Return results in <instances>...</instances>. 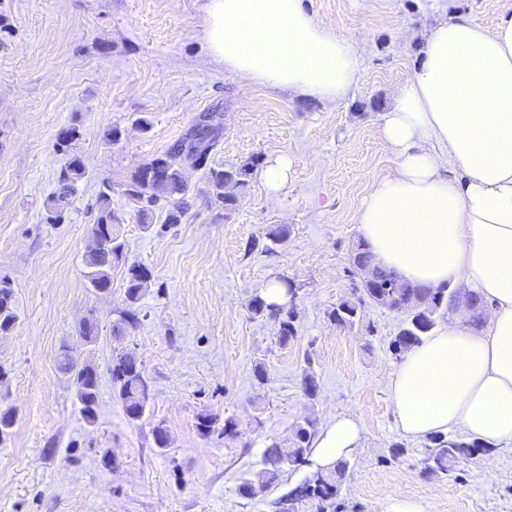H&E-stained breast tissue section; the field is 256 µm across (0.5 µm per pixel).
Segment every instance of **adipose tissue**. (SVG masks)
Segmentation results:
<instances>
[{"label":"adipose tissue","mask_w":512,"mask_h":512,"mask_svg":"<svg viewBox=\"0 0 512 512\" xmlns=\"http://www.w3.org/2000/svg\"><path fill=\"white\" fill-rule=\"evenodd\" d=\"M206 40L239 78L321 100L344 96L360 67L302 0H212ZM382 137L394 165L357 217L376 262L424 286L464 277L491 306L486 331L447 324L405 354L388 383L397 427L512 445V17L441 22ZM361 437L355 418L332 419L312 442L313 468L331 470Z\"/></svg>","instance_id":"obj_1"}]
</instances>
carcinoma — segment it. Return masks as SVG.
Listing matches in <instances>:
<instances>
[{"label":"carcinoma","instance_id":"obj_1","mask_svg":"<svg viewBox=\"0 0 512 512\" xmlns=\"http://www.w3.org/2000/svg\"><path fill=\"white\" fill-rule=\"evenodd\" d=\"M196 133L191 129L181 141L173 145L163 154L145 162L131 173L125 183V194L129 197L154 206L164 200L173 205L167 216V223L176 224L180 221L185 209V197L189 191L187 181L183 176L179 157L185 144ZM255 162L249 161L229 167L212 166L208 172V191L211 197L225 205H231L235 199L224 193V185L228 178H235V184L244 188L248 185ZM86 171L77 157L73 158L65 169L61 170L58 178L57 196L52 199L47 221L59 223L63 219L62 211L56 203L63 201L76 191L77 183L85 177ZM112 186L103 185L96 201V216L92 225V233L97 235L100 248L90 252L85 257L86 278L91 288L112 287V271L123 263V244L115 241L111 235L104 232V227L117 223L111 208ZM288 237V228L282 224L270 226L265 234V242L256 239L248 243V251L261 249L267 253L273 251V246L280 245ZM382 282L392 281L402 287L405 294L429 293L436 305L417 315L406 316L403 327L392 342L396 352H408L419 345L439 324L448 312L449 284L439 287H423L409 281L399 279L392 271L382 269ZM125 308L120 310V320L123 324L133 326L138 323L137 304L141 300L151 272L145 266L131 265L124 268ZM383 305L390 310L398 308L399 300L391 297V291L385 288H366L356 292L352 297L342 299L328 311L329 319L335 324L352 328L361 317L362 307L366 303ZM249 310L256 317L275 319L279 323L278 342L286 345L296 337V316L292 311L270 304L261 296L254 297L249 302ZM18 319L13 299V291L9 283L0 281V334L9 332ZM56 367L65 375L74 387V395L79 411L87 422L93 423L96 418L98 401V377L90 375L86 370L75 367L66 350L59 349L56 355ZM112 381L115 385V396L121 402L126 415L131 420L142 417L149 400V380L144 373L141 361L132 352H124L112 360ZM316 434L314 423L307 421L297 425L292 441L283 445L274 441L266 446L262 454V467L251 477L245 479L239 487L244 497H252L265 488L277 482L284 469L291 471L311 466L309 454L311 444ZM483 447L479 442L459 441L443 434L431 435L427 438L424 451V470L428 473H446L448 466L460 460L474 457ZM349 469V462H339L336 469L330 473L315 471L305 480L283 495L279 501V509L285 510L302 498H313L329 505L340 508L337 500L342 494V480Z\"/></svg>","mask_w":512,"mask_h":512}]
</instances>
